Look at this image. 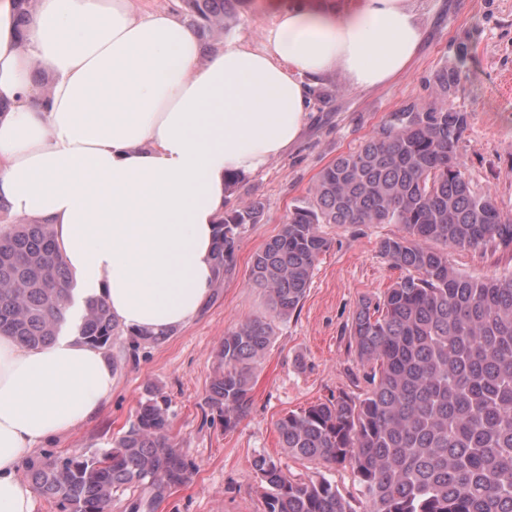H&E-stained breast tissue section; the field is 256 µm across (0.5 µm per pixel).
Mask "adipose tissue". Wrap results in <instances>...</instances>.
I'll use <instances>...</instances> for the list:
<instances>
[{
  "instance_id": "adipose-tissue-1",
  "label": "adipose tissue",
  "mask_w": 512,
  "mask_h": 512,
  "mask_svg": "<svg viewBox=\"0 0 512 512\" xmlns=\"http://www.w3.org/2000/svg\"><path fill=\"white\" fill-rule=\"evenodd\" d=\"M266 2L260 47L234 36L205 56L177 14L135 0H36L23 31L0 0V205L51 225L70 279L128 331L199 314L229 183L298 144L325 74L388 87L425 37L413 0ZM113 379L76 336L31 347L0 334V512H34L23 463L106 403Z\"/></svg>"
}]
</instances>
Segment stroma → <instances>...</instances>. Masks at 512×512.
<instances>
[{
	"mask_svg": "<svg viewBox=\"0 0 512 512\" xmlns=\"http://www.w3.org/2000/svg\"><path fill=\"white\" fill-rule=\"evenodd\" d=\"M263 3L238 0L225 33H199L204 52L234 35L261 46L273 20ZM415 6L426 36L409 73L368 92L348 90L333 73L321 79L313 90L311 124L298 146L265 172L240 180L229 198L233 207L255 199L264 204L263 221L241 237L235 275L213 289L211 303L195 320L162 343L135 350L129 336L116 337L112 355L119 366L111 399L81 427L44 444V451L66 455L107 447L133 419L145 386L152 385L169 401L171 435L191 472L188 484L174 490L157 512H264L253 468L260 454L286 459L296 477L325 476L363 512L351 470L286 458L275 422L339 393L366 390L346 326L361 298L381 297L398 278L379 242L400 234V225H321L330 246L300 310L276 324L272 345L255 371L250 414L225 428L205 396L224 333L267 310L262 290L249 281L253 254L279 232L293 205L309 199L320 171L338 155L359 145L389 113L435 104L434 78L442 69L460 73L448 102L468 115L459 147L462 169L476 192L490 193L512 213V0H415Z\"/></svg>",
	"mask_w": 512,
	"mask_h": 512,
	"instance_id": "35a3bbf8",
	"label": "stroma"
}]
</instances>
